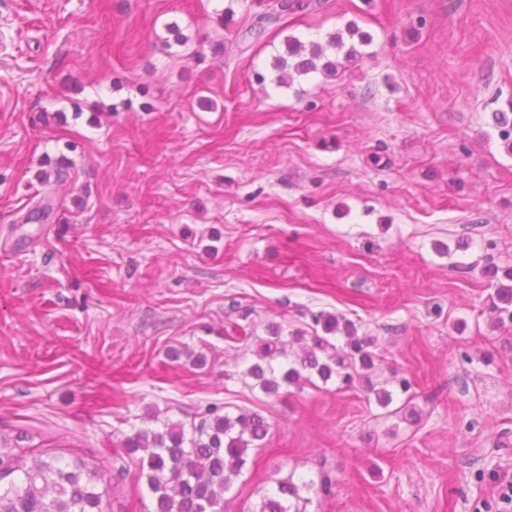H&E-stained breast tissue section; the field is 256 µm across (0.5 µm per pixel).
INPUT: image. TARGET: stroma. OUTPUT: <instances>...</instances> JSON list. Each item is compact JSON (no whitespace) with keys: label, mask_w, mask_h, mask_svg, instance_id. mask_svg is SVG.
Instances as JSON below:
<instances>
[{"label":"stroma","mask_w":512,"mask_h":512,"mask_svg":"<svg viewBox=\"0 0 512 512\" xmlns=\"http://www.w3.org/2000/svg\"><path fill=\"white\" fill-rule=\"evenodd\" d=\"M268 10L0 0V440L98 460L105 512H152L125 439L230 405L270 430L224 512L325 473L307 512H512V323L483 272L512 269V0ZM336 32L335 75L277 84L289 37ZM242 309L261 337L353 321L390 407L265 395L225 338Z\"/></svg>","instance_id":"35a3bbf8"}]
</instances>
